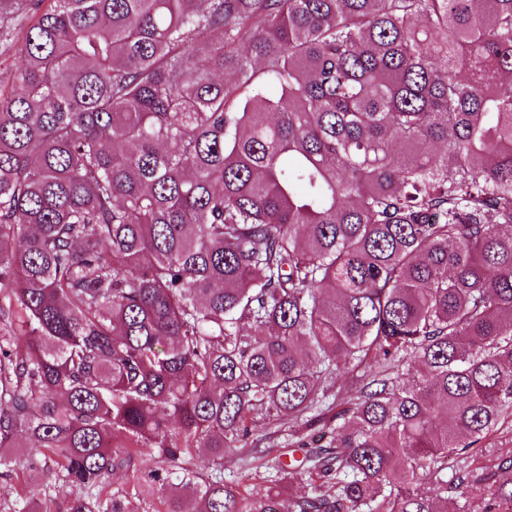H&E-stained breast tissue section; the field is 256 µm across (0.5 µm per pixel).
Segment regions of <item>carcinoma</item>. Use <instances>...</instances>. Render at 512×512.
<instances>
[{"label":"carcinoma","instance_id":"cac0c4a2","mask_svg":"<svg viewBox=\"0 0 512 512\" xmlns=\"http://www.w3.org/2000/svg\"><path fill=\"white\" fill-rule=\"evenodd\" d=\"M28 5L0 79V475L52 459L72 492L31 487L40 512L512 503L485 446L512 423V0L0 22ZM261 422L307 449L304 495L282 461L248 496L198 468ZM155 460L150 456L148 451L138 459L136 468L129 471L116 472L112 474V486H126L132 483L135 476L141 475V473L155 468Z\"/></svg>","mask_w":512,"mask_h":512}]
</instances>
